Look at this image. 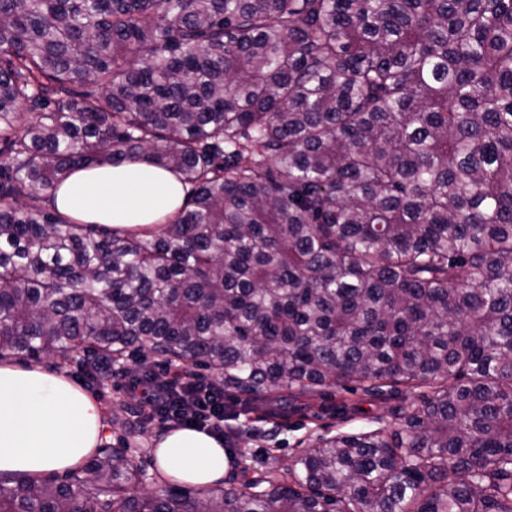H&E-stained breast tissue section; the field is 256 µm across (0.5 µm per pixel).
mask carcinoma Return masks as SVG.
I'll return each mask as SVG.
<instances>
[{"label":"carcinoma","mask_w":512,"mask_h":512,"mask_svg":"<svg viewBox=\"0 0 512 512\" xmlns=\"http://www.w3.org/2000/svg\"><path fill=\"white\" fill-rule=\"evenodd\" d=\"M147 159L158 231L79 224ZM204 369L278 417L417 398L241 486L138 493L124 439L0 512H512V0H0V357ZM175 173L148 160L76 169L55 192L58 211L82 224L155 229L185 202Z\"/></svg>","instance_id":"obj_1"}]
</instances>
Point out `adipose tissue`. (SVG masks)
<instances>
[{
	"mask_svg": "<svg viewBox=\"0 0 512 512\" xmlns=\"http://www.w3.org/2000/svg\"><path fill=\"white\" fill-rule=\"evenodd\" d=\"M185 196L175 173L140 160L76 169L56 190L55 205L82 224L143 231L157 228ZM102 428L96 401L66 378L0 361V475L79 469L99 446ZM155 458L165 477L201 488L224 477L222 442L197 430H170Z\"/></svg>",
	"mask_w": 512,
	"mask_h": 512,
	"instance_id": "ef3b65f1",
	"label": "adipose tissue"
}]
</instances>
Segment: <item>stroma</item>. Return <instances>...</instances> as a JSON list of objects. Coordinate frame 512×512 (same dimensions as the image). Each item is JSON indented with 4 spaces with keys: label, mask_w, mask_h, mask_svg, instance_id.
Returning <instances> with one entry per match:
<instances>
[{
    "label": "stroma",
    "mask_w": 512,
    "mask_h": 512,
    "mask_svg": "<svg viewBox=\"0 0 512 512\" xmlns=\"http://www.w3.org/2000/svg\"><path fill=\"white\" fill-rule=\"evenodd\" d=\"M126 378H116L107 385L91 387L90 395L100 405L105 425L102 443L117 444L119 437H127L133 447L138 448V461L145 469L148 479L143 484L145 492L166 489L167 478L160 475L153 453L155 441L165 429L159 425H148L126 434L113 426L111 417L121 408L130 406L126 394ZM407 392L404 386L385 388L376 396L362 390L330 389L326 394L314 397L306 413L294 414L288 419L274 418L261 423L262 439H249L244 449H237L235 441L224 444L230 458L224 478L234 484H242L257 475L264 467L263 449H271L280 465L287 466L305 450L318 443L320 438L339 432L359 433L376 429H391L395 416L403 407Z\"/></svg>",
    "instance_id": "stroma-1"
}]
</instances>
